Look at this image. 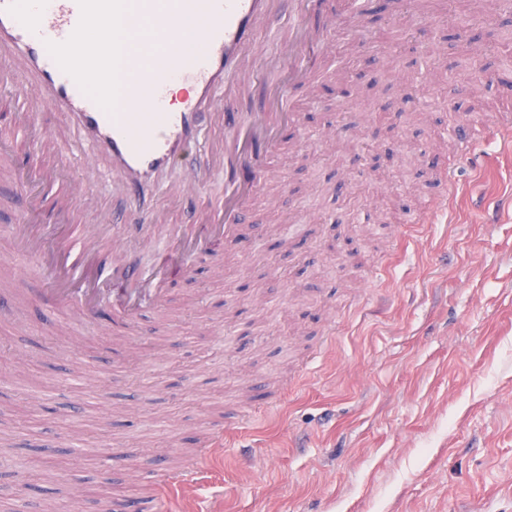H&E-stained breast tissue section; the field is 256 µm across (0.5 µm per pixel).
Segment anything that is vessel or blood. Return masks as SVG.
Masks as SVG:
<instances>
[{
	"mask_svg": "<svg viewBox=\"0 0 512 512\" xmlns=\"http://www.w3.org/2000/svg\"><path fill=\"white\" fill-rule=\"evenodd\" d=\"M154 2L38 0L24 14L19 0H0V89L35 83L46 103L81 131L91 149L87 171H94L99 158L108 160L110 175L118 177L129 199L119 223H155L165 234L162 248H169L179 235L164 224L156 208L157 192L167 187L180 197L220 171L224 201L212 206L200 223L218 228L225 240H238V227L267 177L268 147L294 122L290 93L311 85L320 50L342 21L356 20L366 0H336L328 12L324 0H174L168 11L155 9ZM287 7L294 14L288 57L270 61L284 76L271 89L265 111L240 120L227 107L234 86L226 84L225 76L233 72L240 84L249 83L256 33ZM116 26L147 39L160 37L164 45L145 55L123 38L104 52L98 34ZM91 66L111 73V106L89 91L85 72ZM175 83L188 85L190 92L173 108L167 91ZM207 116L221 118L231 138L216 150L214 164L194 167L180 183L170 184L169 172L189 147L201 142ZM60 177L57 169L12 174L14 183L33 196ZM80 237L84 246L76 255L70 237L47 236L34 224L17 227L19 249L40 262L51 295L66 312L93 320L107 301L99 286L106 277L129 286L130 302L112 308L128 326L136 325L141 305H166L171 272L165 261L150 268L126 264L123 250L102 248L90 225L82 227Z\"/></svg>",
	"mask_w": 512,
	"mask_h": 512,
	"instance_id": "vessel-or-blood-1",
	"label": "vessel or blood"
}]
</instances>
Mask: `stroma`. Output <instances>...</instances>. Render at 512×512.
I'll list each match as a JSON object with an SVG mask.
<instances>
[{
  "instance_id": "1",
  "label": "stroma",
  "mask_w": 512,
  "mask_h": 512,
  "mask_svg": "<svg viewBox=\"0 0 512 512\" xmlns=\"http://www.w3.org/2000/svg\"><path fill=\"white\" fill-rule=\"evenodd\" d=\"M466 26L471 41L455 37ZM288 23L257 35L254 79L235 111L262 109L280 75L265 58ZM350 83V99L336 89ZM512 106V10L490 0H374L334 38L311 87L289 104L295 127L270 151L253 201L248 252L214 242L175 268L164 309L143 308L137 337L66 321L39 263L16 248L31 198L0 180V449L37 485L28 512H104L152 503L161 471L186 464L232 409L262 390L278 408L231 427L200 461L188 492L157 512H512V157L500 147ZM33 107L54 149L11 127L12 162L62 165L84 183L77 132L36 85L0 92V112ZM484 131L458 155L457 121ZM454 171L451 213L427 216ZM94 204L43 218L46 232L91 224L155 256L140 234L113 228L127 207L107 170ZM213 183L179 198L159 192L169 223L222 200ZM300 225L295 240L284 227ZM333 342H326L327 331Z\"/></svg>"
}]
</instances>
